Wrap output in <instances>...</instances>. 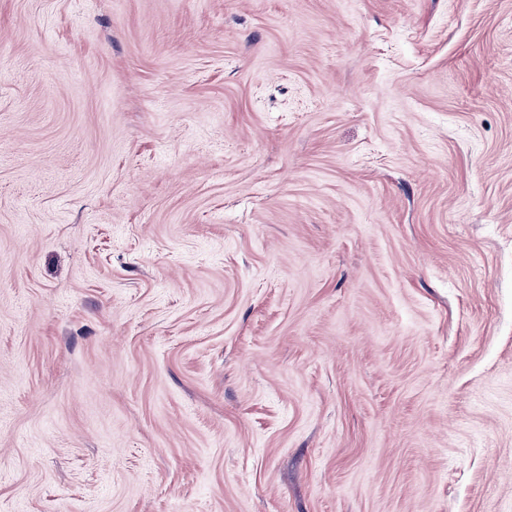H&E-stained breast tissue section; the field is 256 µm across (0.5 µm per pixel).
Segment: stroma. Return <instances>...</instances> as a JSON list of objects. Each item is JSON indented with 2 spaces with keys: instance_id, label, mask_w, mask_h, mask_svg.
<instances>
[{
  "instance_id": "1",
  "label": "stroma",
  "mask_w": 512,
  "mask_h": 512,
  "mask_svg": "<svg viewBox=\"0 0 512 512\" xmlns=\"http://www.w3.org/2000/svg\"><path fill=\"white\" fill-rule=\"evenodd\" d=\"M0 512H512V0H0Z\"/></svg>"
}]
</instances>
